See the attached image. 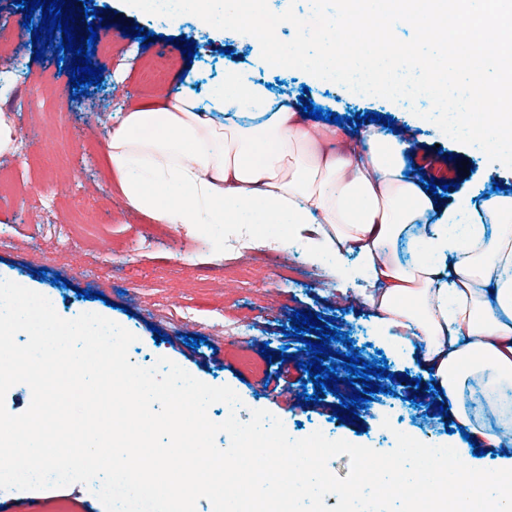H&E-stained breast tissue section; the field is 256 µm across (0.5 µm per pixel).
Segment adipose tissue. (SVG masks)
<instances>
[{
	"instance_id": "adipose-tissue-1",
	"label": "adipose tissue",
	"mask_w": 512,
	"mask_h": 512,
	"mask_svg": "<svg viewBox=\"0 0 512 512\" xmlns=\"http://www.w3.org/2000/svg\"><path fill=\"white\" fill-rule=\"evenodd\" d=\"M364 135L365 149L334 129L313 136L295 110L232 70L206 99L160 95L128 112L104 163L124 205L158 224L315 229L314 259L331 258L338 279L370 282L366 301L384 327L414 331L423 367L468 434L461 447L500 445L470 420L462 391L477 373L489 392L512 388V194L438 205L406 173L408 142L373 127ZM432 213L429 230L409 239L413 261L401 264L399 233Z\"/></svg>"
}]
</instances>
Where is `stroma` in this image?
<instances>
[{"label":"stroma","mask_w":512,"mask_h":512,"mask_svg":"<svg viewBox=\"0 0 512 512\" xmlns=\"http://www.w3.org/2000/svg\"><path fill=\"white\" fill-rule=\"evenodd\" d=\"M99 19L108 25L111 49H96L92 61L103 67L100 85L76 95L70 73L57 64V53L36 59L32 40L21 43L16 69L0 71V117L15 114L12 146L0 153V168L12 172L18 195L0 205V280H10L47 297L57 314L72 319L82 313L104 316L135 335L131 362L154 366L167 358L202 382L232 387L242 401L243 416L265 409L278 417L289 436L321 431L356 445L387 452L402 431L433 446H452L445 416H429L428 393L409 382L390 381L374 394L353 422H340L335 409L341 396H321L319 404H300L297 395L308 374L298 361L308 360L296 338H285L284 325L305 310L337 318V328L352 340L365 361L386 358L390 372L423 375L415 353L387 336L377 314L363 299L366 282L352 278L337 286L325 263L308 257L311 242L291 238L270 251L262 245L224 252L225 241L238 238L233 224H155L125 207L116 177L102 166L108 135L126 112L158 93L185 91L205 97L231 68L249 70L254 83L269 86L275 100L298 106L299 96L313 105L344 116L339 131L354 138L350 117L377 112L393 117L394 134L407 137L409 159L434 161L447 168L451 181L473 202L503 187L512 193V172L492 168L481 153L442 133L411 108L375 96L344 95L334 82L289 68L272 67L261 58L258 41L232 30H220L193 15L172 24L125 4L124 0H93ZM150 31L151 39L128 35L131 26ZM193 40L194 57L175 54V63L158 85L142 73L148 64L164 63V38ZM51 73L54 82L40 97H30L29 77ZM296 275L284 276L285 265ZM162 339H155V332ZM204 336L193 349L188 336ZM268 345L273 360L259 353ZM291 357L280 360V352ZM286 375L287 387L275 385ZM390 428H383V421ZM0 512H105L92 487L73 483L43 490L0 493Z\"/></svg>","instance_id":"35a3bbf8"}]
</instances>
